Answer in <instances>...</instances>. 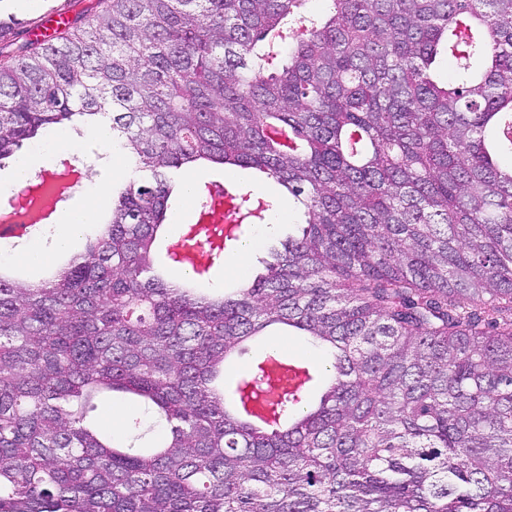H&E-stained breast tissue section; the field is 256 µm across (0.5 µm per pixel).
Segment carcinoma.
Instances as JSON below:
<instances>
[{
    "mask_svg": "<svg viewBox=\"0 0 512 512\" xmlns=\"http://www.w3.org/2000/svg\"><path fill=\"white\" fill-rule=\"evenodd\" d=\"M310 2L91 0L0 50V168L99 117L132 167L84 253L0 276V512H512V0ZM200 160L300 215L221 295L154 265ZM275 325L326 361L254 427L224 364ZM106 391L169 430L102 434Z\"/></svg>",
    "mask_w": 512,
    "mask_h": 512,
    "instance_id": "obj_1",
    "label": "carcinoma"
}]
</instances>
